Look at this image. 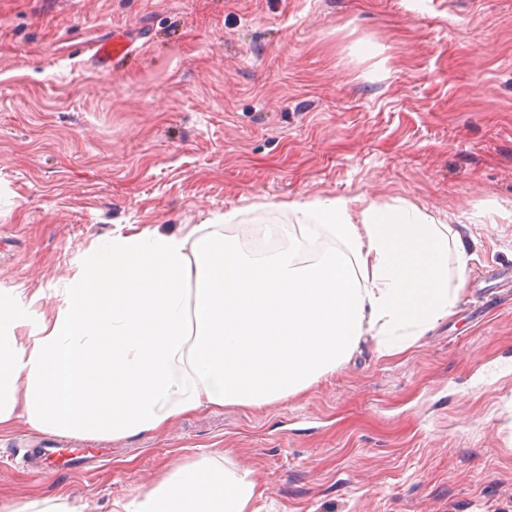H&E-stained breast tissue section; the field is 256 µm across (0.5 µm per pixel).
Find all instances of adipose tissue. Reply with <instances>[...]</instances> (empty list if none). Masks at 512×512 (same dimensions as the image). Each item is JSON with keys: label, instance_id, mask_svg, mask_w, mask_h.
Here are the masks:
<instances>
[{"label": "adipose tissue", "instance_id": "ef3b65f1", "mask_svg": "<svg viewBox=\"0 0 512 512\" xmlns=\"http://www.w3.org/2000/svg\"><path fill=\"white\" fill-rule=\"evenodd\" d=\"M300 227L260 255L195 224L104 240L50 312L0 291V431L123 440L205 408H260L308 390L363 337L384 356L452 314L448 264L476 255L400 200L297 201ZM338 248L299 259L319 231ZM249 472L214 459L177 465L122 512H256Z\"/></svg>", "mask_w": 512, "mask_h": 512}]
</instances>
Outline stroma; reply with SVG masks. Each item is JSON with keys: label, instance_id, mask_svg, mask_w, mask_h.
<instances>
[{"label": "stroma", "instance_id": "obj_1", "mask_svg": "<svg viewBox=\"0 0 512 512\" xmlns=\"http://www.w3.org/2000/svg\"><path fill=\"white\" fill-rule=\"evenodd\" d=\"M118 31L136 54L100 75ZM402 199L475 249L453 315L406 354L372 340L304 393L23 468L0 504L113 512L172 462L250 471L258 512H512V0H0V290L58 289L94 244L289 203ZM109 448H42L36 458L39 473H58L81 470L88 464L103 465Z\"/></svg>", "mask_w": 512, "mask_h": 512}]
</instances>
